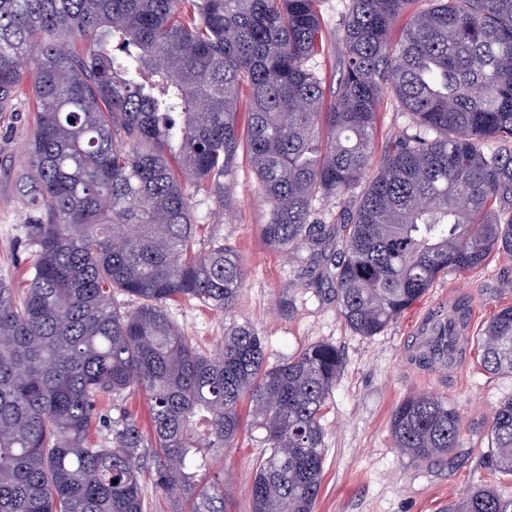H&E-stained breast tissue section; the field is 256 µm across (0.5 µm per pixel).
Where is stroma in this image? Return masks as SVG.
I'll return each mask as SVG.
<instances>
[{
	"instance_id": "35a3bbf8",
	"label": "stroma",
	"mask_w": 512,
	"mask_h": 512,
	"mask_svg": "<svg viewBox=\"0 0 512 512\" xmlns=\"http://www.w3.org/2000/svg\"><path fill=\"white\" fill-rule=\"evenodd\" d=\"M349 0H318L327 49L314 65L326 88H335L336 66L343 52L341 29ZM31 99L19 98L13 111L0 114V278L16 290L26 288L34 249L27 226L37 216L19 194L27 172V149L35 128ZM411 125L394 95L382 100L377 117L375 158L383 160L398 135ZM197 248L221 237L240 252L246 286L231 312L196 300L171 303L167 313L192 343L215 349L236 325L253 327L263 338L270 364H278L316 343L336 346L340 369L323 419L324 464L314 512H442L471 487H494L512 497V476L485 464L490 426L498 404L512 397V375H492L479 364L473 336L501 307L512 305V255L495 252L467 275L441 276L428 294L377 336L353 332L336 308L329 280L332 263L342 256L348 226L336 200L315 204L314 218L324 227L315 262L306 249L280 253L259 235L268 204L257 188L246 156H239L223 196L212 191L190 194ZM467 304L472 319L453 367H424L413 350L423 325L438 305ZM427 394L448 400L457 410L463 432L454 455L411 460L395 448L391 416L407 396ZM264 452L260 431L246 428L225 449L224 510L252 512L248 485Z\"/></svg>"
}]
</instances>
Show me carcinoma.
I'll return each instance as SVG.
<instances>
[{
	"label": "carcinoma",
	"instance_id": "cac0c4a2",
	"mask_svg": "<svg viewBox=\"0 0 512 512\" xmlns=\"http://www.w3.org/2000/svg\"><path fill=\"white\" fill-rule=\"evenodd\" d=\"M410 2L350 0L329 93L313 65L325 50L316 0H0V113L31 85L18 189L41 209L26 292L0 278V512H143L147 437L160 489L186 512H224L208 468L240 434L244 405L268 448L252 512H313L339 352L319 343L271 367L248 325L197 350L167 304L228 312L245 269L222 239L196 250L184 182L221 189L244 145L269 205L264 243L317 247L314 203L360 187L392 91L411 127L343 210L341 317L377 336L439 276L512 253V0H431L408 15ZM476 343L486 372L512 374V306ZM416 359L453 356L427 344ZM131 388L148 397V433L99 411ZM461 430L448 401L424 395L390 424L400 453L421 460L452 453ZM486 464L512 476V398L494 412ZM446 512H512V499L478 486Z\"/></svg>",
	"mask_w": 512,
	"mask_h": 512
}]
</instances>
